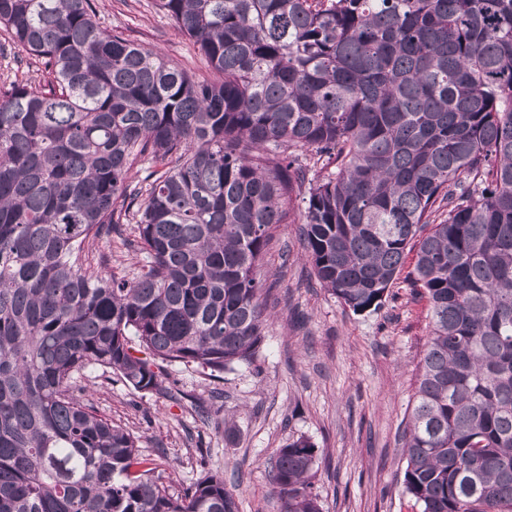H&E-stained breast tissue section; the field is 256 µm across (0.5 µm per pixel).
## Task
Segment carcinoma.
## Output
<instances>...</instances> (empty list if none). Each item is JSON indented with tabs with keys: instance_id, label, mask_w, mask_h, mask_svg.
<instances>
[{
	"instance_id": "1",
	"label": "carcinoma",
	"mask_w": 512,
	"mask_h": 512,
	"mask_svg": "<svg viewBox=\"0 0 512 512\" xmlns=\"http://www.w3.org/2000/svg\"><path fill=\"white\" fill-rule=\"evenodd\" d=\"M157 2L215 78L101 29L95 0H0L46 74L0 92V512H239L218 472L158 483L81 382L100 367L166 394L159 360L217 380L253 364L255 269L305 186L306 257L352 312L417 247L430 333L404 493L512 512V0ZM293 148L336 170L306 183ZM124 224L130 279L96 248ZM315 462L304 436L270 458L282 512H322Z\"/></svg>"
}]
</instances>
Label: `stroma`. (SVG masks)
I'll list each match as a JSON object with an SVG mask.
<instances>
[{
	"mask_svg": "<svg viewBox=\"0 0 512 512\" xmlns=\"http://www.w3.org/2000/svg\"><path fill=\"white\" fill-rule=\"evenodd\" d=\"M96 5L103 29L209 77L193 42L156 0ZM41 77L36 59L0 31V89ZM414 263L407 253L381 307L356 314L320 287L297 225H279L256 271L274 286L265 344L256 367L225 375L223 398H212L214 385L200 369L182 366L171 372L173 398L138 394L99 369L90 372L85 397L139 437L171 491L213 470L239 512H280L268 463L304 436L316 448L311 482L322 512H416L403 492L401 433L414 405L429 303L408 278Z\"/></svg>",
	"mask_w": 512,
	"mask_h": 512,
	"instance_id": "35a3bbf8",
	"label": "stroma"
}]
</instances>
